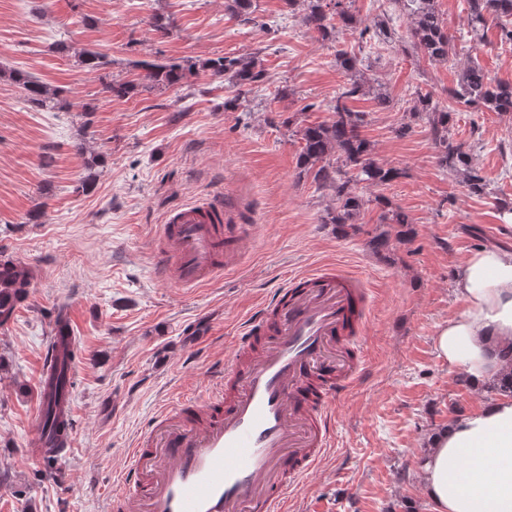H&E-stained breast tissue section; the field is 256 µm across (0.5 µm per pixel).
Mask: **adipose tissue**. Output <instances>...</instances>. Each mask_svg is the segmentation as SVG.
I'll return each instance as SVG.
<instances>
[{
    "label": "adipose tissue",
    "instance_id": "1",
    "mask_svg": "<svg viewBox=\"0 0 512 512\" xmlns=\"http://www.w3.org/2000/svg\"><path fill=\"white\" fill-rule=\"evenodd\" d=\"M464 311L448 319L434 350L473 388L512 372L498 349L512 345V248L471 254L455 274ZM416 475L430 512H512V397L457 417L431 435Z\"/></svg>",
    "mask_w": 512,
    "mask_h": 512
}]
</instances>
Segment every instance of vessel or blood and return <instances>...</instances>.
I'll return each instance as SVG.
<instances>
[{"label": "vessel or blood", "mask_w": 512, "mask_h": 512, "mask_svg": "<svg viewBox=\"0 0 512 512\" xmlns=\"http://www.w3.org/2000/svg\"><path fill=\"white\" fill-rule=\"evenodd\" d=\"M223 221V208L209 202L169 211L159 247L167 280L193 287L237 264L246 227ZM369 293L339 268L288 278L239 322L234 349L210 367L202 397L163 413L128 449L108 512H288L335 445L337 396L363 372ZM76 345L63 312L43 351L26 449L33 462L71 454Z\"/></svg>", "instance_id": "b4317fda"}]
</instances>
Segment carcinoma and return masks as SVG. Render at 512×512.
Returning <instances> with one entry per match:
<instances>
[{
    "label": "carcinoma",
    "instance_id": "carcinoma-1",
    "mask_svg": "<svg viewBox=\"0 0 512 512\" xmlns=\"http://www.w3.org/2000/svg\"><path fill=\"white\" fill-rule=\"evenodd\" d=\"M306 26L326 38L336 29L358 32L364 38L369 28L357 29V19L351 11L353 0H304ZM410 18V34L413 44L431 61H446L454 47L453 36L443 26L435 8V0H400ZM468 27L476 34L489 19L498 20L500 41L512 44V0H468ZM336 57L345 74V82L336 96L329 120L306 126L299 130L301 148L297 166L300 174L312 178L320 187L334 191L335 208L322 219L324 224H336L343 230L356 229V222L367 200L357 192L360 184L368 187L387 185L403 175V171L380 164L373 156V147L362 134L365 124L364 112L350 108L349 102L365 93L364 72L360 61L344 50L336 51ZM78 66L97 72L112 64V60L100 51L83 49L75 54ZM134 66L144 70L141 83L114 80L102 83L101 93L116 98L133 94L139 86L171 88L181 86L187 75L201 67L215 79L228 80L243 88L267 80V73L254 56H220L197 65L190 61H136ZM8 78L20 86L26 101L37 110L69 109L74 106L62 90H51L31 74L22 70H11ZM448 98L458 104L473 108L477 112H512V83L492 80L477 63L464 68L456 87L448 90ZM412 115L427 119L431 135L438 149L441 167L463 175L462 182L469 193L487 194L488 183L471 163V158L462 145L451 141L448 124L451 112L439 108L430 92L417 93ZM105 155L93 153L86 158L85 175L76 190L91 191L97 179L96 168L104 163ZM374 202L387 207L381 215V223L396 224L403 228L412 223L408 214L388 206L382 198ZM30 277L20 261L0 258V326L12 318L21 292L29 287Z\"/></svg>",
    "mask_w": 512,
    "mask_h": 512
}]
</instances>
